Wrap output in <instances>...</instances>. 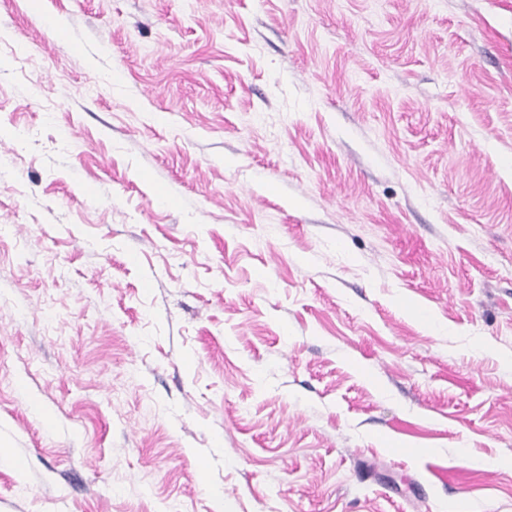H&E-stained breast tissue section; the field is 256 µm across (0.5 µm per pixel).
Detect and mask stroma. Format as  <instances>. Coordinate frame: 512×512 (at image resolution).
I'll return each mask as SVG.
<instances>
[{
    "instance_id": "obj_1",
    "label": "stroma",
    "mask_w": 512,
    "mask_h": 512,
    "mask_svg": "<svg viewBox=\"0 0 512 512\" xmlns=\"http://www.w3.org/2000/svg\"><path fill=\"white\" fill-rule=\"evenodd\" d=\"M41 8L0 0V512H512V0Z\"/></svg>"
}]
</instances>
